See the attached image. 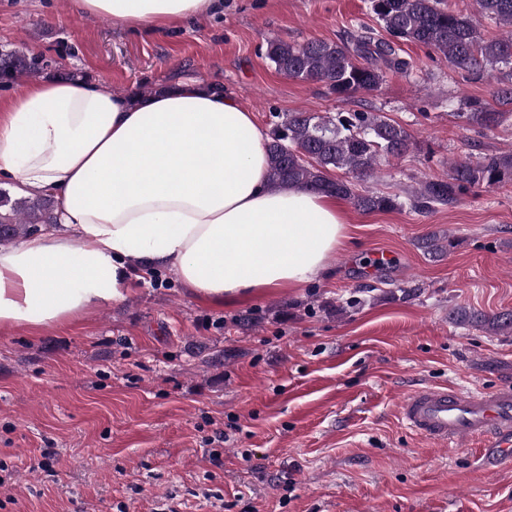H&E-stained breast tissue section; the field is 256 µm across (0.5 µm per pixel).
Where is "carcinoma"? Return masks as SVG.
<instances>
[{"mask_svg":"<svg viewBox=\"0 0 512 512\" xmlns=\"http://www.w3.org/2000/svg\"><path fill=\"white\" fill-rule=\"evenodd\" d=\"M371 8L389 38L372 29L348 33L338 41L310 40L292 44L270 39L266 57L293 79L319 82L339 97L377 90L389 74L409 75L413 62L401 55L400 43L422 44L462 70L500 72L512 69V0H476L475 12L463 14L442 0H371ZM489 19L504 32L486 40L479 21ZM43 58L0 53V81L15 74L38 76ZM453 116L468 125L490 128L512 120L511 112H491L472 104ZM275 121L266 143L267 177L274 188H301L349 200L363 212L388 211L404 205L429 211L456 202L470 188H494L512 180V152L468 153L448 171L427 179L407 196L361 189L376 174L381 160L398 157L413 145L408 130L378 112H285ZM339 170L343 177L332 178ZM50 223L43 195L15 197L0 189V245L11 244ZM457 321L491 335L512 331V311L485 314L461 309Z\"/></svg>","mask_w":512,"mask_h":512,"instance_id":"carcinoma-1","label":"carcinoma"}]
</instances>
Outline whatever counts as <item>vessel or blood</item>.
Wrapping results in <instances>:
<instances>
[{
	"instance_id": "b4317fda",
	"label": "vessel or blood",
	"mask_w": 512,
	"mask_h": 512,
	"mask_svg": "<svg viewBox=\"0 0 512 512\" xmlns=\"http://www.w3.org/2000/svg\"><path fill=\"white\" fill-rule=\"evenodd\" d=\"M400 417L412 432L440 445L475 444L486 472L512 466L511 386L471 397L445 386H423L404 398Z\"/></svg>"
}]
</instances>
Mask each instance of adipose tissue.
<instances>
[{
	"label": "adipose tissue",
	"mask_w": 512,
	"mask_h": 512,
	"mask_svg": "<svg viewBox=\"0 0 512 512\" xmlns=\"http://www.w3.org/2000/svg\"><path fill=\"white\" fill-rule=\"evenodd\" d=\"M164 31L218 0H72ZM267 136L236 98L186 79L133 98L82 80L0 100V176L53 196L57 221L0 246V328L78 322L129 296L137 261L216 302L329 274L348 238L337 199L267 185Z\"/></svg>",
	"instance_id": "1"
}]
</instances>
